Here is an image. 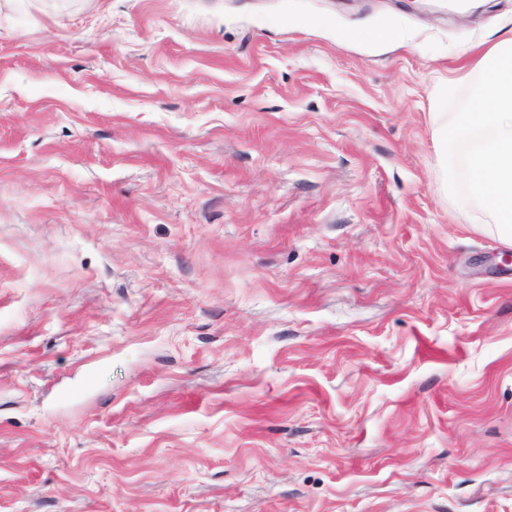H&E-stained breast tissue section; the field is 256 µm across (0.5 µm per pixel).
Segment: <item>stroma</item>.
Returning a JSON list of instances; mask_svg holds the SVG:
<instances>
[{
    "label": "stroma",
    "mask_w": 512,
    "mask_h": 512,
    "mask_svg": "<svg viewBox=\"0 0 512 512\" xmlns=\"http://www.w3.org/2000/svg\"><path fill=\"white\" fill-rule=\"evenodd\" d=\"M511 37L0 0V512H512V247L434 122Z\"/></svg>",
    "instance_id": "1"
}]
</instances>
